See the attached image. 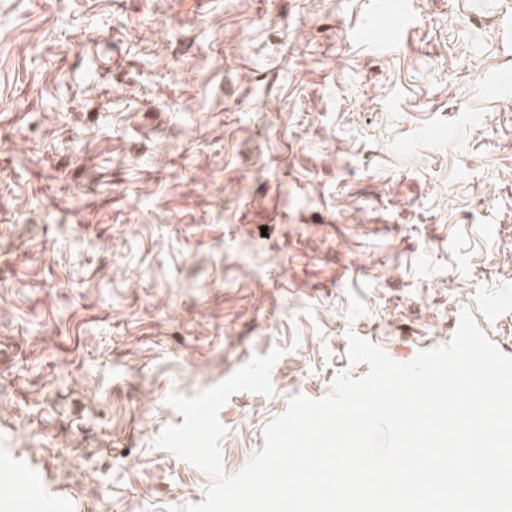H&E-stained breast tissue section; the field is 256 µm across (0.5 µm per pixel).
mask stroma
<instances>
[{
	"label": "stroma",
	"instance_id": "obj_1",
	"mask_svg": "<svg viewBox=\"0 0 512 512\" xmlns=\"http://www.w3.org/2000/svg\"><path fill=\"white\" fill-rule=\"evenodd\" d=\"M371 3L0 0V449L73 512L202 502L166 399L274 348L227 475L368 372L348 331L405 363L466 310L512 355V0Z\"/></svg>",
	"mask_w": 512,
	"mask_h": 512
}]
</instances>
